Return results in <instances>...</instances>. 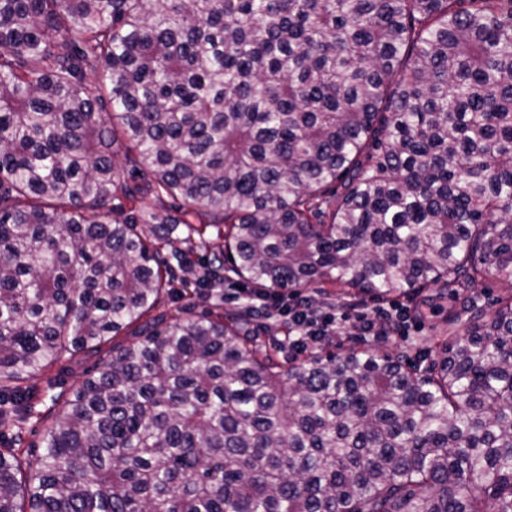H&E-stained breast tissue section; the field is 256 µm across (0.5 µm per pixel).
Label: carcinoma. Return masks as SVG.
<instances>
[{"label": "carcinoma", "mask_w": 512, "mask_h": 512, "mask_svg": "<svg viewBox=\"0 0 512 512\" xmlns=\"http://www.w3.org/2000/svg\"><path fill=\"white\" fill-rule=\"evenodd\" d=\"M460 2L0 0V512H512V293L425 368L153 314L512 284V0ZM323 287L305 290L302 295L309 297L311 302L319 305H336L338 307L361 305L366 312H371L373 307L382 304L368 297L363 300L361 296L354 298V290L342 285L326 283ZM253 288H224V298L221 294L220 297H213L211 299H204L200 306L196 308V312L207 310L210 307L219 306V312L234 313L243 310L246 306L251 305L249 294ZM111 345H104L95 355H75L68 361L53 364L44 369L38 376L25 382L24 385L32 386L34 405L38 411L37 418H33L26 426H23L20 437L22 447L26 448L25 457L35 460L41 451L42 431L50 423L61 409L64 401L87 377V373L98 363L109 356ZM59 398L56 405L52 406L50 397Z\"/></svg>", "instance_id": "1"}]
</instances>
